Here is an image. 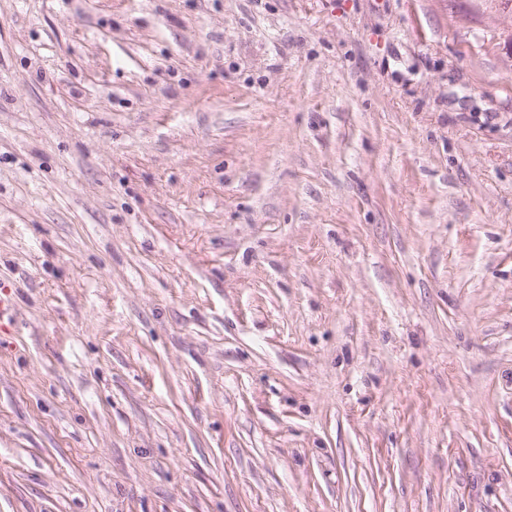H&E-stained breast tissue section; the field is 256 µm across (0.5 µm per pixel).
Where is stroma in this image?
Masks as SVG:
<instances>
[{"label":"stroma","mask_w":512,"mask_h":512,"mask_svg":"<svg viewBox=\"0 0 512 512\" xmlns=\"http://www.w3.org/2000/svg\"><path fill=\"white\" fill-rule=\"evenodd\" d=\"M0 512H512V0H0Z\"/></svg>","instance_id":"obj_1"}]
</instances>
